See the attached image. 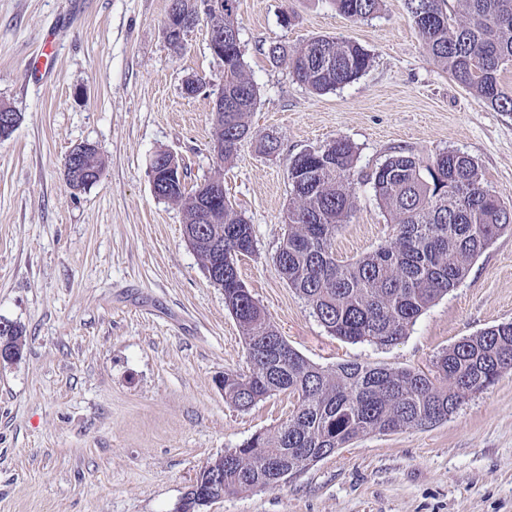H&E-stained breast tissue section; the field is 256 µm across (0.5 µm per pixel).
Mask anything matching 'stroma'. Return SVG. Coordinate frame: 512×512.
Segmentation results:
<instances>
[{
    "mask_svg": "<svg viewBox=\"0 0 512 512\" xmlns=\"http://www.w3.org/2000/svg\"><path fill=\"white\" fill-rule=\"evenodd\" d=\"M170 0H0V105L20 121L0 139V319L22 325L21 358L0 364V512H174L210 462L271 433L296 400L249 409L224 400L225 371L248 372L244 336L183 238V213L152 192L149 162L173 152L195 188L222 179L254 235L241 280L288 344L328 370L347 361L427 370L462 338L512 322V232L392 346L330 335L280 274L275 256L292 201L288 162L334 139L357 160L350 220L333 251L349 262L389 242L394 224L366 181L396 151L422 165L456 151L512 207V114L462 88L424 49L405 0L353 20L332 0H240L247 72L258 89L251 135L228 161L213 151L212 106L224 65L210 22L174 51ZM53 33L54 75L30 55ZM334 36L371 65L323 94L271 64ZM201 92L187 96L186 80ZM279 148L263 153L259 141ZM95 145L101 178L68 185L63 162ZM204 512H512V370L446 420L370 433L275 488L224 497Z\"/></svg>",
    "mask_w": 512,
    "mask_h": 512,
    "instance_id": "35a3bbf8",
    "label": "stroma"
}]
</instances>
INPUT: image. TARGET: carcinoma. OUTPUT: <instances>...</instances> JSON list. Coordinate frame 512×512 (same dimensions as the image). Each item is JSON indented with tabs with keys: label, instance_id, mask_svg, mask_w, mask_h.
Segmentation results:
<instances>
[{
	"label": "carcinoma",
	"instance_id": "obj_1",
	"mask_svg": "<svg viewBox=\"0 0 512 512\" xmlns=\"http://www.w3.org/2000/svg\"><path fill=\"white\" fill-rule=\"evenodd\" d=\"M208 13L213 40L224 38V111L213 112L219 159L233 157L250 135L248 117L258 90L246 74L239 38V0ZM382 0H333L348 18L365 20ZM427 52L452 78L500 112L512 113V92L500 74L512 67V0H464L465 19L445 0H405ZM271 63H288L296 79L316 93L343 87L369 67L359 45L316 37L290 52L268 48ZM356 152L336 139L288 164L293 194L288 232L275 261L288 286L304 299L327 331L346 342L391 346L417 318L465 278L471 263L511 224L506 207L485 188L478 165L458 152L439 154L423 175L411 153L390 155L370 176L374 195L395 220V238L354 262L336 259L333 242L354 201L350 182ZM210 182L192 190L160 179L158 197L179 204L183 235L197 251L224 266V304L242 328L250 373L226 371L224 400L241 409L276 393L297 398L272 435L256 434L200 471L184 512H200L226 495L276 487L280 469L300 472L358 436L425 427L446 418L467 394L512 370V322L466 337L433 362L434 374L349 361L332 371L290 347L240 280L237 260L254 250L253 229L225 196L209 197Z\"/></svg>",
	"mask_w": 512,
	"mask_h": 512
}]
</instances>
